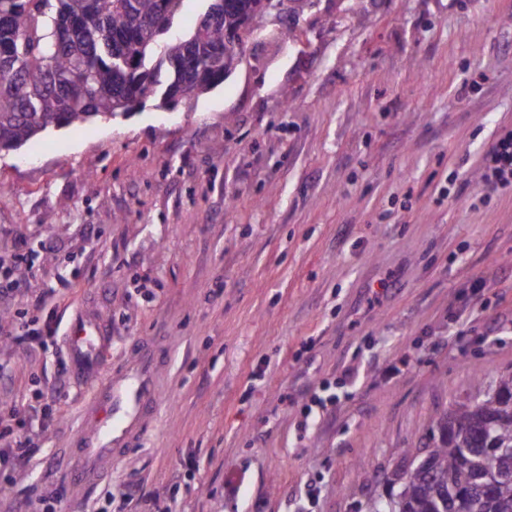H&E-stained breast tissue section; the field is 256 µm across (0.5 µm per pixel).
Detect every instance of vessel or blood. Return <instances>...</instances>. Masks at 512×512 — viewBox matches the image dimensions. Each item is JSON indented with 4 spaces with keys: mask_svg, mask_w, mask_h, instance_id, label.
Wrapping results in <instances>:
<instances>
[{
    "mask_svg": "<svg viewBox=\"0 0 512 512\" xmlns=\"http://www.w3.org/2000/svg\"><path fill=\"white\" fill-rule=\"evenodd\" d=\"M110 344V337L92 319L79 318L69 326L71 365L80 377L94 380L85 409L87 424L73 440L81 490L97 481L124 448L142 438L164 388L155 347L140 345L133 361L112 369L104 365Z\"/></svg>",
    "mask_w": 512,
    "mask_h": 512,
    "instance_id": "b4317fda",
    "label": "vessel or blood"
}]
</instances>
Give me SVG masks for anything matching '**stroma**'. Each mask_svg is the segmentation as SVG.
<instances>
[{
    "mask_svg": "<svg viewBox=\"0 0 512 512\" xmlns=\"http://www.w3.org/2000/svg\"><path fill=\"white\" fill-rule=\"evenodd\" d=\"M246 55L175 109L0 152V254L35 260L0 324L42 340L0 342L36 445L0 467V512H365L512 369V189L479 182L512 128V0H312ZM80 314L113 365L154 343L167 381L83 492L91 385L59 366Z\"/></svg>",
    "mask_w": 512,
    "mask_h": 512,
    "instance_id": "35a3bbf8",
    "label": "stroma"
}]
</instances>
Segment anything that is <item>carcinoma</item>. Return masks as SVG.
Here are the masks:
<instances>
[{
	"label": "carcinoma",
	"mask_w": 512,
	"mask_h": 512,
	"mask_svg": "<svg viewBox=\"0 0 512 512\" xmlns=\"http://www.w3.org/2000/svg\"><path fill=\"white\" fill-rule=\"evenodd\" d=\"M184 0H0V151L50 128L133 111L132 103L195 98L224 83L233 15L174 36ZM446 431L397 472L403 512H448L489 468L512 462V371L443 417ZM466 512H512V479Z\"/></svg>",
	"instance_id": "obj_1"
}]
</instances>
